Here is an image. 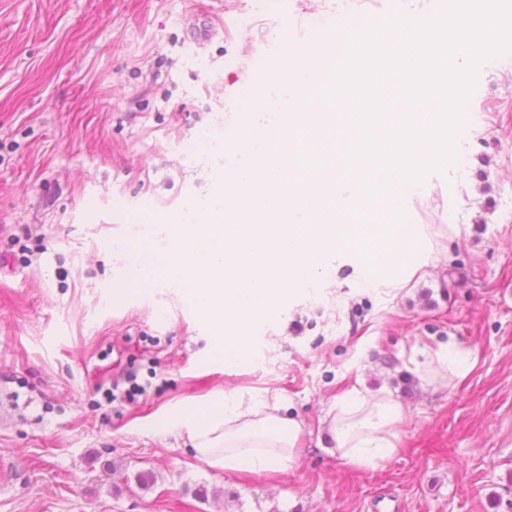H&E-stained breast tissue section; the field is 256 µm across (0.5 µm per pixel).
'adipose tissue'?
Masks as SVG:
<instances>
[{"label":"adipose tissue","mask_w":512,"mask_h":512,"mask_svg":"<svg viewBox=\"0 0 512 512\" xmlns=\"http://www.w3.org/2000/svg\"><path fill=\"white\" fill-rule=\"evenodd\" d=\"M288 411L284 403L247 404L228 394L208 408H186L163 418L158 426L179 431L196 458L213 470L262 473L296 457L301 423ZM403 418L393 395L381 393L332 407L322 424L346 463L366 467L392 455L396 426Z\"/></svg>","instance_id":"1"}]
</instances>
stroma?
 <instances>
[{
    "label": "stroma",
    "mask_w": 512,
    "mask_h": 512,
    "mask_svg": "<svg viewBox=\"0 0 512 512\" xmlns=\"http://www.w3.org/2000/svg\"><path fill=\"white\" fill-rule=\"evenodd\" d=\"M263 2L0 0V512H512V50L478 67L463 167L428 172L407 204L431 257L402 287L337 259L231 364L176 286L112 296L119 243L213 190L211 156L187 145L232 141L272 46L310 40V16L391 5ZM193 23L216 33L193 44ZM449 340L472 359L424 382ZM381 390L405 410L397 451L348 465L320 419ZM231 393L288 404L295 463L217 472L154 427Z\"/></svg>",
    "instance_id": "35a3bbf8"
}]
</instances>
